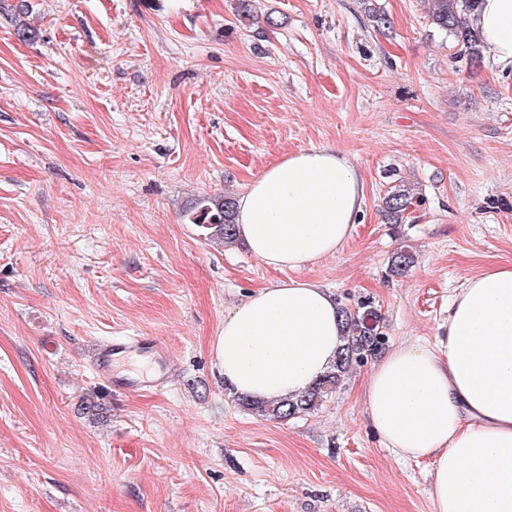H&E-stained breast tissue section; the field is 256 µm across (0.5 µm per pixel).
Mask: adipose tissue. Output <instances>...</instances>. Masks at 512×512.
Instances as JSON below:
<instances>
[{"label":"adipose tissue","mask_w":512,"mask_h":512,"mask_svg":"<svg viewBox=\"0 0 512 512\" xmlns=\"http://www.w3.org/2000/svg\"><path fill=\"white\" fill-rule=\"evenodd\" d=\"M476 22L485 53L512 65V0H481ZM364 203L358 169L327 147L284 156L239 196L238 238L292 276L250 291L225 314L216 350L231 392L298 395L335 362L339 303L295 273L341 249ZM362 403L386 448L431 462L434 512H512V266L468 278L433 339L387 351Z\"/></svg>","instance_id":"adipose-tissue-1"}]
</instances>
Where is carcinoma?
<instances>
[{"mask_svg": "<svg viewBox=\"0 0 512 512\" xmlns=\"http://www.w3.org/2000/svg\"><path fill=\"white\" fill-rule=\"evenodd\" d=\"M479 0H428L431 23L448 33L472 59L482 54V38L475 24ZM416 198L414 188L396 185L383 197V216L388 224H400ZM199 235L211 242L233 243L236 241V210L234 198L207 197L197 199L189 213ZM345 326L342 345L336 362L305 394L276 401L252 400L236 396L238 405L249 414L266 420L288 421L319 410L331 396L342 378L354 367L362 365L385 350L388 338L380 328L376 309L366 302L354 309L340 307ZM83 413L97 420L103 417V404L98 396L83 398Z\"/></svg>", "mask_w": 512, "mask_h": 512, "instance_id": "carcinoma-1", "label": "carcinoma"}]
</instances>
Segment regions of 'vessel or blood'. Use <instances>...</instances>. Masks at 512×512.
Segmentation results:
<instances>
[{"instance_id":"obj_1","label":"vessel or blood","mask_w":512,"mask_h":512,"mask_svg":"<svg viewBox=\"0 0 512 512\" xmlns=\"http://www.w3.org/2000/svg\"><path fill=\"white\" fill-rule=\"evenodd\" d=\"M94 369L116 391L153 388L172 377L165 351L151 336L102 344L95 353Z\"/></svg>"}]
</instances>
